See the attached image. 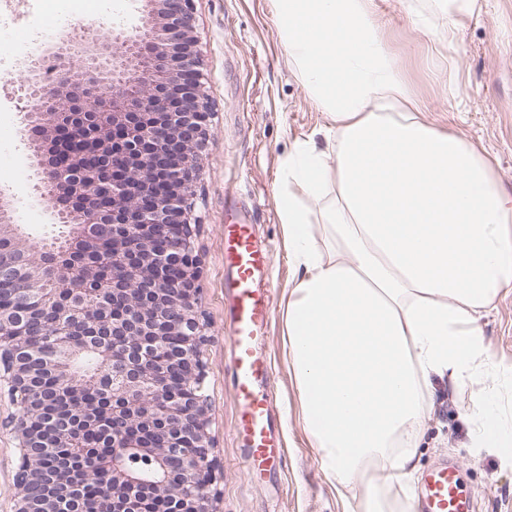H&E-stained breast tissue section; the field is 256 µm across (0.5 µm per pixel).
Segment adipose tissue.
I'll list each match as a JSON object with an SVG mask.
<instances>
[{"label":"adipose tissue","instance_id":"ef3b65f1","mask_svg":"<svg viewBox=\"0 0 512 512\" xmlns=\"http://www.w3.org/2000/svg\"><path fill=\"white\" fill-rule=\"evenodd\" d=\"M281 40L326 124L281 162L279 219L294 270L288 361L306 431L363 512H411L408 484L437 382L480 389L477 443L501 429L508 380L480 320L512 290V194L463 136L438 130L375 19L374 0H275ZM478 0H409L412 23Z\"/></svg>","mask_w":512,"mask_h":512}]
</instances>
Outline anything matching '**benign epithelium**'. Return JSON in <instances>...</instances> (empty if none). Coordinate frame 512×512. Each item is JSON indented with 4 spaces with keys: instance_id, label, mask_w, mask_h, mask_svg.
<instances>
[{
    "instance_id": "1",
    "label": "benign epithelium",
    "mask_w": 512,
    "mask_h": 512,
    "mask_svg": "<svg viewBox=\"0 0 512 512\" xmlns=\"http://www.w3.org/2000/svg\"><path fill=\"white\" fill-rule=\"evenodd\" d=\"M152 9L136 33L113 35L95 53L88 52L62 32L57 40L54 80L45 82L39 71L21 80L27 107V148L46 154L58 135L75 130L101 162L112 161V177L101 176V167L89 168L85 151H75L66 163H49L38 171L43 193L51 203L56 221L75 224L73 239L83 251L112 267V293L141 287L152 290L155 271L174 265L179 268L177 303L179 322L171 323L169 313L156 311L151 316L130 313L116 319L112 335L122 330L131 337L125 344L108 340L103 333L83 338L81 345L94 348L112 362V414L129 415L152 428L167 419L181 417L185 425L171 427L162 454L174 455L187 438L204 453L193 458L191 481L165 473L156 489L174 504V512H215L213 485L218 465L212 455V419L202 383L207 373L200 351L205 342L196 315L200 267L193 255L194 225L191 224L188 198L199 178L198 157L207 136L208 103L201 82L200 62L192 24L193 0H150ZM191 147L182 165L171 168L174 188L155 192L141 200L148 184L149 167L164 164L163 156L172 148ZM100 197L112 199V251H106L93 234L102 212L92 205ZM9 198L0 197V239H12L16 225L10 223ZM179 229L175 244L164 252L140 256L126 242L145 235L158 225ZM33 248L12 257L0 249V277L6 275L23 286L19 297H36L42 307L56 312L57 318L48 339V353L20 356L15 342L20 338L22 318L17 310L0 306V394L5 393L19 410L0 423L17 441L16 482L31 479L26 461L31 449L39 447L30 425L29 390L31 371L49 368L64 388L77 393L80 381L68 372V361L75 345L67 341L74 321L82 312L61 302L59 291L35 292L30 284L46 272L64 270L65 262L31 257ZM96 267L86 266L65 273L63 287L78 291L88 286ZM180 336L178 358L190 363V381L199 395L190 397L163 382V372L154 366L165 344L164 337ZM53 448L78 450L81 443L67 428L54 432ZM148 453L138 434L112 437V456L100 462L99 469L112 478L110 492L116 507L112 512H141L143 484L130 466V460ZM48 488L44 498L32 502L19 497L16 512H57L56 495L49 491L57 482L53 471L39 473Z\"/></svg>"
}]
</instances>
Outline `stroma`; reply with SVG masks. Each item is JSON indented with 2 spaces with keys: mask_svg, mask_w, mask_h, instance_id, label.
Here are the masks:
<instances>
[{
  "mask_svg": "<svg viewBox=\"0 0 512 512\" xmlns=\"http://www.w3.org/2000/svg\"><path fill=\"white\" fill-rule=\"evenodd\" d=\"M388 49L426 119L460 133L490 156L502 187L512 192V0H479L481 9L462 20L446 60H438L429 35L416 28L404 0H375ZM195 35L204 91L212 115L210 136L198 162L192 214L200 259V302L208 323L204 349L206 392L212 405L213 450L221 476L216 512H359L362 489L339 495L323 470L302 419L288 368L285 303L293 271L278 216L280 161L325 120L290 69L279 39L273 0H195ZM28 45L22 37L0 40V190L16 206L12 223L29 239L50 235L51 208L35 198L40 158L23 141V103L16 67ZM253 224L268 249L261 287L272 313L258 351L273 370L279 438L286 458L277 474L253 479L241 459L232 388L233 349L224 301V206ZM483 337L500 370L512 372V293L481 321ZM470 384H437L418 442L417 470L445 459L458 464L475 495L476 512H512V465L492 448L474 445ZM16 448L0 430V512H15Z\"/></svg>",
  "mask_w": 512,
  "mask_h": 512,
  "instance_id": "stroma-1",
  "label": "stroma"
}]
</instances>
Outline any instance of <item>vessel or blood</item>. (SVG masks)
<instances>
[{"instance_id":"vessel-or-blood-1","label":"vessel or blood","mask_w":512,"mask_h":512,"mask_svg":"<svg viewBox=\"0 0 512 512\" xmlns=\"http://www.w3.org/2000/svg\"><path fill=\"white\" fill-rule=\"evenodd\" d=\"M267 256L258 244L253 225L224 227V294L233 324L234 397L239 407L237 428L245 444L242 462L253 475L280 465L285 457L276 435L272 369L256 355V342L271 316L268 290L260 288V268ZM421 512H472L471 491L451 464L439 465L422 478Z\"/></svg>"}]
</instances>
